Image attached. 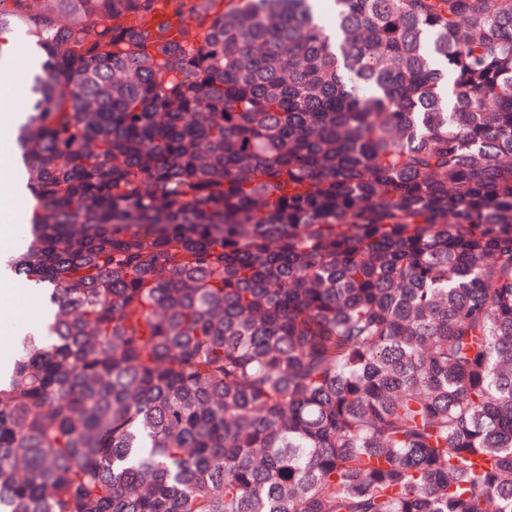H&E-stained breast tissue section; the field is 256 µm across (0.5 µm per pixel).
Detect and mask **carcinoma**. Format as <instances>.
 <instances>
[{"label": "carcinoma", "instance_id": "cac0c4a2", "mask_svg": "<svg viewBox=\"0 0 512 512\" xmlns=\"http://www.w3.org/2000/svg\"><path fill=\"white\" fill-rule=\"evenodd\" d=\"M334 2L0 0V512H512V0ZM23 198L14 201L12 206L13 220L12 224H3L0 221V247L3 250L5 247L16 246L24 231L23 215L32 206V199L26 192ZM7 230V231H6ZM37 303L35 293L30 288H24L20 281L0 280V352L7 350L14 353L13 334L19 325L36 323L39 318H33L32 303Z\"/></svg>", "mask_w": 512, "mask_h": 512}]
</instances>
